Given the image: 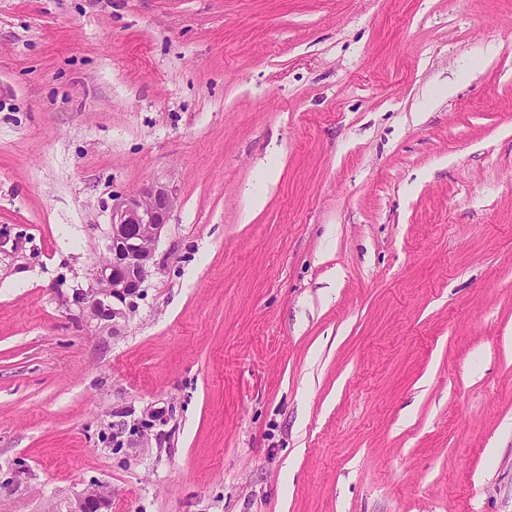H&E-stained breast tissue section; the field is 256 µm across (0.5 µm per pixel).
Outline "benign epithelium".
<instances>
[{
    "label": "benign epithelium",
    "instance_id": "7a95c632",
    "mask_svg": "<svg viewBox=\"0 0 512 512\" xmlns=\"http://www.w3.org/2000/svg\"><path fill=\"white\" fill-rule=\"evenodd\" d=\"M176 204V194L152 185L136 197L112 204L106 257L95 268L88 288L74 298L88 324L120 334L143 296L144 283L155 267V249ZM110 490L93 484L74 499L70 512H96Z\"/></svg>",
    "mask_w": 512,
    "mask_h": 512
}]
</instances>
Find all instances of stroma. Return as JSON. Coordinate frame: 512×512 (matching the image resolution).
Here are the masks:
<instances>
[{"label": "stroma", "mask_w": 512, "mask_h": 512, "mask_svg": "<svg viewBox=\"0 0 512 512\" xmlns=\"http://www.w3.org/2000/svg\"><path fill=\"white\" fill-rule=\"evenodd\" d=\"M151 183L157 268L96 332L72 296ZM100 482L512 512V0H0V512Z\"/></svg>", "instance_id": "35a3bbf8"}]
</instances>
